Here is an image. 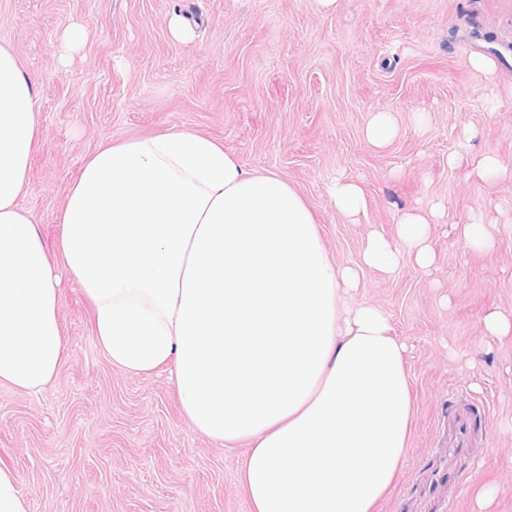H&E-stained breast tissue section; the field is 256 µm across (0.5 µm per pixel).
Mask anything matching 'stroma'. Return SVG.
Here are the masks:
<instances>
[{"label": "stroma", "mask_w": 512, "mask_h": 512, "mask_svg": "<svg viewBox=\"0 0 512 512\" xmlns=\"http://www.w3.org/2000/svg\"><path fill=\"white\" fill-rule=\"evenodd\" d=\"M196 21L193 37L169 20ZM88 37L68 66L67 31ZM512 43V0H0V45L11 46L39 91L40 132L18 204L37 224L54 264L59 210L84 159L115 141L195 132L244 170L279 173L315 214L341 265L358 262L371 230L396 238L411 209L441 202L431 225L435 262L404 257L393 275L364 268L359 296L383 307L406 345L414 398L410 447L378 512H512V335H488L491 310L512 313V180L483 181L475 159L512 167V52L493 72L473 29ZM399 132L377 148L364 138L373 113ZM476 136L467 140L464 127ZM456 164H449V155ZM363 187L367 215L349 224L328 188ZM493 220L495 245L461 234L475 213ZM64 362L28 394L0 385V465L13 468L30 512H249L238 475L250 445L192 428L169 371L132 376L98 346L88 300L62 274ZM485 423L467 454H448V410Z\"/></svg>", "instance_id": "35a3bbf8"}]
</instances>
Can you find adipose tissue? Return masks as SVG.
Returning a JSON list of instances; mask_svg holds the SVG:
<instances>
[{"mask_svg": "<svg viewBox=\"0 0 512 512\" xmlns=\"http://www.w3.org/2000/svg\"><path fill=\"white\" fill-rule=\"evenodd\" d=\"M36 84L0 45V384L39 391L59 371L60 279L17 199L39 125ZM439 209L371 232L363 264L429 268ZM65 267L93 332L134 375L173 366L200 433L251 448L249 512H374L404 463L413 401L388 313L355 294L297 190L245 172L212 139L163 132L87 156L59 214Z\"/></svg>", "mask_w": 512, "mask_h": 512, "instance_id": "obj_1", "label": "adipose tissue"}]
</instances>
